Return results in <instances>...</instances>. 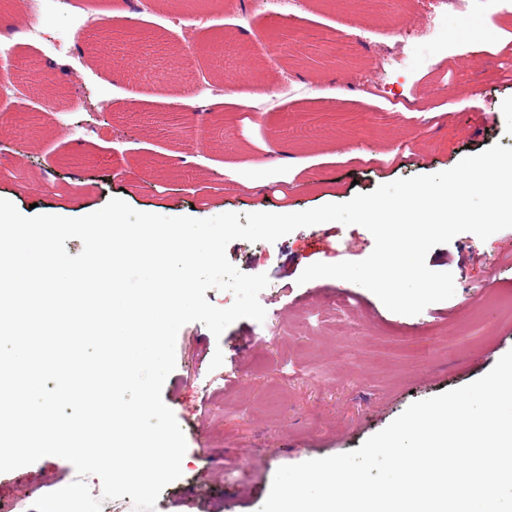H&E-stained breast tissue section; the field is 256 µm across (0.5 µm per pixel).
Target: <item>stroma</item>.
Here are the masks:
<instances>
[{
	"mask_svg": "<svg viewBox=\"0 0 512 512\" xmlns=\"http://www.w3.org/2000/svg\"><path fill=\"white\" fill-rule=\"evenodd\" d=\"M2 19L0 198L25 215L72 194L78 217L114 198L167 217L303 212L512 147V13L493 0L431 33L420 0H42L46 40L19 7L0 8ZM98 22L141 34L140 46L98 42ZM334 38L351 47L344 61ZM388 41L404 50L383 62ZM448 44L455 57L433 66ZM26 57L52 84L23 85ZM363 75L377 96L356 93ZM221 84L232 102L213 93ZM174 113L189 130L165 126ZM511 245L507 228L433 247L427 264L452 273L455 293L407 316L352 282L299 283L310 264L368 257L362 226L230 242L233 265L269 278L266 317L218 338L199 322L180 329L162 399L187 451L157 512H259L279 467L358 449L413 402L486 375L512 350V265H497ZM76 477L46 456L0 473V498L30 506Z\"/></svg>",
	"mask_w": 512,
	"mask_h": 512,
	"instance_id": "obj_1",
	"label": "stroma"
}]
</instances>
